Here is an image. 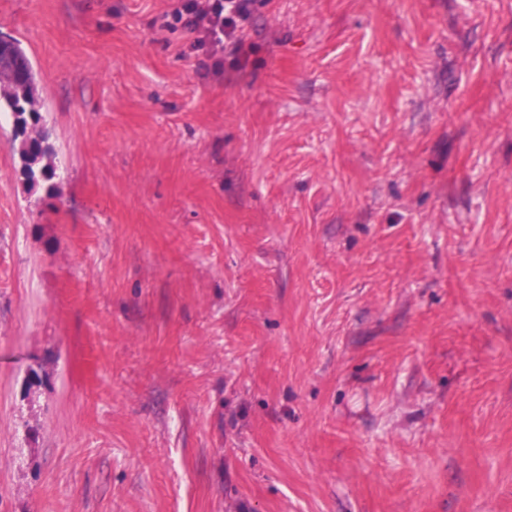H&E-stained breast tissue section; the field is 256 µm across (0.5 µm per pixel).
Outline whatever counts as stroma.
Listing matches in <instances>:
<instances>
[{
  "instance_id": "obj_1",
  "label": "stroma",
  "mask_w": 512,
  "mask_h": 512,
  "mask_svg": "<svg viewBox=\"0 0 512 512\" xmlns=\"http://www.w3.org/2000/svg\"><path fill=\"white\" fill-rule=\"evenodd\" d=\"M0 0V512H512V0ZM253 0H179L171 13L173 23L190 38V49L202 51L212 60L211 67L224 62V51L231 47L240 57L244 48V24L251 15ZM1 55H6L12 60L7 70L1 72L0 78V112H10L24 115L26 112H37V74L25 52L19 43H10L5 46ZM16 64L21 77L15 79L8 75L14 70L12 65ZM40 119L41 115L37 114L34 126L19 142L18 153L23 162V170L37 166L40 158L49 152L47 146L41 148V144L47 141L49 133L43 125H39Z\"/></svg>"
}]
</instances>
